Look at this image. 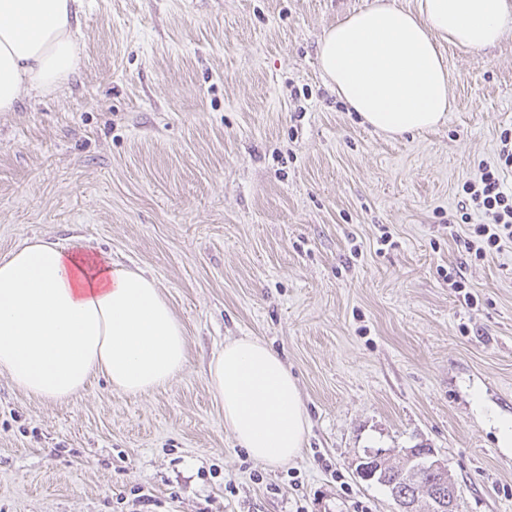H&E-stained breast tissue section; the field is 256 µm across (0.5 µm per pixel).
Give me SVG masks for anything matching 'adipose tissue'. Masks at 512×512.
I'll return each mask as SVG.
<instances>
[{"label": "adipose tissue", "instance_id": "1", "mask_svg": "<svg viewBox=\"0 0 512 512\" xmlns=\"http://www.w3.org/2000/svg\"><path fill=\"white\" fill-rule=\"evenodd\" d=\"M82 0H0V112L54 93L74 74ZM512 26V0H392L346 15L317 43L320 69L365 124L391 136L429 129L450 110V45L476 54ZM187 363L182 324L154 278L45 238L0 260V370L61 401L98 376L118 393L167 384ZM224 426L257 462L302 451L308 416L294 378L262 340L226 341L208 368Z\"/></svg>", "mask_w": 512, "mask_h": 512}]
</instances>
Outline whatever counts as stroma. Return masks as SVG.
I'll use <instances>...</instances> for the list:
<instances>
[{
  "mask_svg": "<svg viewBox=\"0 0 512 512\" xmlns=\"http://www.w3.org/2000/svg\"><path fill=\"white\" fill-rule=\"evenodd\" d=\"M373 0H84L57 92L0 112V259L81 246L156 279L189 360L140 395L64 402L0 371V512H394L365 450L423 445L456 512H512V241L476 259L461 186L512 129V31L444 46L452 109L377 133L321 76L323 32ZM462 274L465 289L451 287ZM257 336L297 382L303 453L267 466L207 369Z\"/></svg>",
  "mask_w": 512,
  "mask_h": 512,
  "instance_id": "stroma-1",
  "label": "stroma"
}]
</instances>
